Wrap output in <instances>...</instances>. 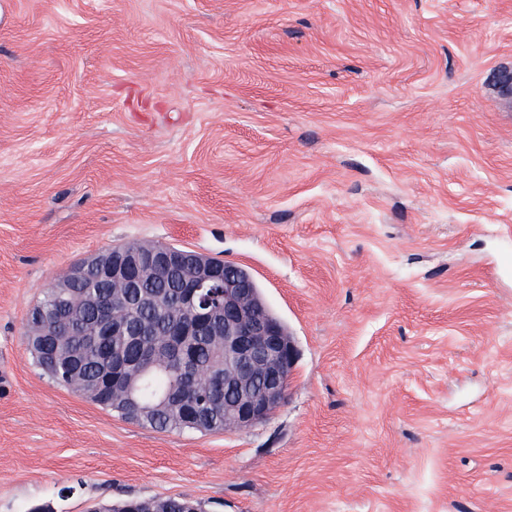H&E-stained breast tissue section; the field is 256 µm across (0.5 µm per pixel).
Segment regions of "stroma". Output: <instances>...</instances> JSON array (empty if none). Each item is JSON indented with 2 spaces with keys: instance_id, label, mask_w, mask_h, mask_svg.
<instances>
[{
  "instance_id": "1",
  "label": "stroma",
  "mask_w": 512,
  "mask_h": 512,
  "mask_svg": "<svg viewBox=\"0 0 512 512\" xmlns=\"http://www.w3.org/2000/svg\"><path fill=\"white\" fill-rule=\"evenodd\" d=\"M512 0H0V512H512ZM248 268L296 359L160 432L28 347L48 284Z\"/></svg>"
}]
</instances>
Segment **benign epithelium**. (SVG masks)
<instances>
[{"label":"benign epithelium","mask_w":512,"mask_h":512,"mask_svg":"<svg viewBox=\"0 0 512 512\" xmlns=\"http://www.w3.org/2000/svg\"><path fill=\"white\" fill-rule=\"evenodd\" d=\"M235 264L199 253L152 247L115 246L101 251L71 269L49 286L56 302L42 303L36 312L47 318L34 344L51 342L58 332L82 336L104 350L98 368L86 374L70 354L56 346L48 356L65 371L68 385L96 399L103 388L112 390V402L146 418L158 409H179L185 422L197 425L215 404L224 406V429H242L264 420L285 400L294 364L290 336L268 310L249 282L235 273ZM112 285V301L75 285L88 274ZM161 276L178 286L179 307L185 318L163 333L161 343L148 345L152 325L133 329L120 307L126 291ZM224 355L209 368L196 362L199 340ZM120 339L129 351H109ZM163 365L176 386L151 401L140 394L145 369ZM198 392L194 401L184 391Z\"/></svg>","instance_id":"benign-epithelium-1"}]
</instances>
